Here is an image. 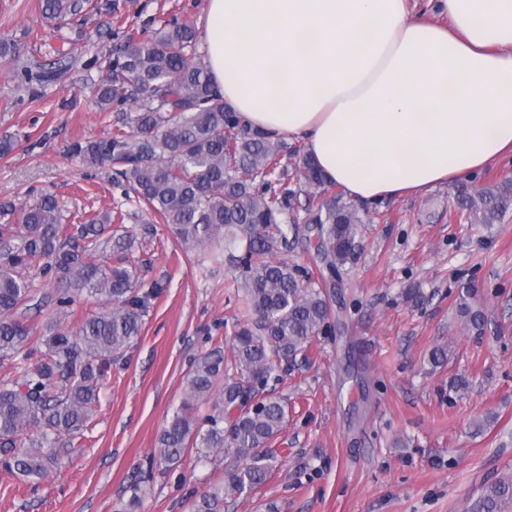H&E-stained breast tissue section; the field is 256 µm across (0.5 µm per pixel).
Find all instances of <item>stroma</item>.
<instances>
[{"label":"stroma","mask_w":512,"mask_h":512,"mask_svg":"<svg viewBox=\"0 0 512 512\" xmlns=\"http://www.w3.org/2000/svg\"><path fill=\"white\" fill-rule=\"evenodd\" d=\"M43 0H0V40L26 48L27 68L72 59L46 87L0 65V136L20 144L0 157V204L53 193L65 223L122 216L135 243L127 265L149 294L141 335L103 380L88 427L60 470L32 488L0 471V512H117L140 485V512H190L224 478L223 454L186 450L169 465L159 436L180 405L196 358L229 347L241 316L229 303L234 272L187 252L173 228L128 201L109 167L69 153L77 140L111 135L115 114L92 102L106 61L130 33L176 19L200 27L207 0H95L68 27L45 18ZM454 187L369 211L333 328L276 386L288 423L273 447L284 460L262 486L224 512H469L485 484L512 475V215L484 227L455 218ZM485 313L469 330L461 287ZM418 288L426 299H404ZM447 365L428 362L432 348ZM469 381L455 392V377Z\"/></svg>","instance_id":"1"}]
</instances>
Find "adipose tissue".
I'll return each mask as SVG.
<instances>
[{
	"instance_id": "ef3b65f1",
	"label": "adipose tissue",
	"mask_w": 512,
	"mask_h": 512,
	"mask_svg": "<svg viewBox=\"0 0 512 512\" xmlns=\"http://www.w3.org/2000/svg\"><path fill=\"white\" fill-rule=\"evenodd\" d=\"M208 0L203 63L249 124L362 205L512 154V0Z\"/></svg>"
}]
</instances>
